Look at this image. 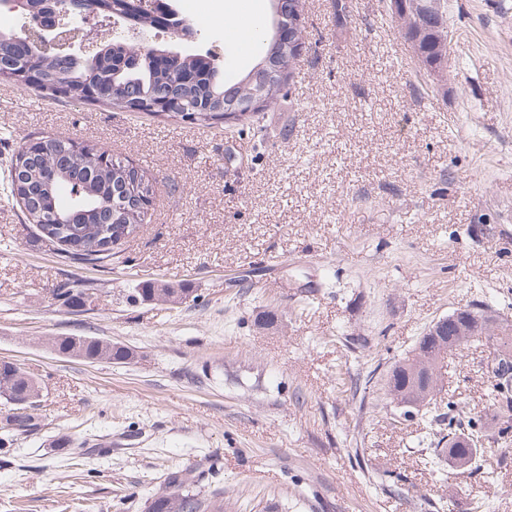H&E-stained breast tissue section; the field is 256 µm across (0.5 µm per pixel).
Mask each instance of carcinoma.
Instances as JSON below:
<instances>
[{"label": "carcinoma", "mask_w": 512, "mask_h": 512, "mask_svg": "<svg viewBox=\"0 0 512 512\" xmlns=\"http://www.w3.org/2000/svg\"><path fill=\"white\" fill-rule=\"evenodd\" d=\"M108 13L121 14L131 25L151 24L159 29L174 24L170 19L169 3L159 0L158 7L150 14L136 6L138 0H100ZM401 33L413 45L415 54L426 72L435 79L448 70V27L440 30L415 27L406 21ZM259 62H278L281 71L267 89V99L272 101L282 95L287 87L294 54L286 45L277 44L274 37L258 40ZM33 65L26 61L18 65L8 59H0V80L32 87L50 96L56 89L64 87L63 96L78 103L98 104L122 112H142L140 101L154 103L148 113L160 118L191 120L193 124H215L224 121V105L233 99L249 95L246 78L234 83L224 80V73L217 69L209 54L188 53L174 66L161 57L151 62L131 66L125 44L112 43L107 64L97 65L102 79L110 89L96 97L89 95L83 77L88 65L70 62L59 66L54 61H45L39 66L40 82L27 79ZM176 86L180 108L167 111L166 88ZM80 166L77 172L65 168L56 175L50 191L41 199L25 204V220L35 225L38 236L51 234L65 258L87 263L103 262L112 258L114 243L124 234L125 225L144 224L146 211L128 205L122 200V188L127 179L149 182L146 172L128 160L114 158L107 151L89 143H79ZM52 157L42 153L40 146L25 152L20 144L10 159V169L15 175L9 177V197L22 193L23 184L42 173ZM81 186L78 207L82 211L83 224H48L52 208H62L63 197H71L74 187ZM112 198V223H106V198ZM91 285L66 282L57 289L60 305L65 307L75 295ZM170 288L155 281L138 282L131 299L142 301H167ZM489 305L475 303L461 312L453 328L439 330L428 326L419 337L411 354L395 361L385 376L386 394L402 409L401 416L408 419L421 415L428 419L431 432L426 437V464L436 463L440 457L448 462L465 467L470 472L481 469L484 457L493 453L486 443L494 439L505 440L512 434V323L507 320L481 321ZM470 342H482L489 350L487 366L491 370L492 383L488 394V411L484 415L472 414L464 403L453 395L437 399L440 369L448 355ZM54 351L62 356L77 359L96 357L110 363L125 359L129 348L112 344L95 336L86 340H75L73 336H56L52 340ZM0 383L17 394L31 396L37 403L41 386L20 366L0 368ZM198 482L197 476L183 470L167 474L165 488L150 502L153 512H223L222 491L213 490L204 495L190 490Z\"/></svg>", "instance_id": "cac0c4a2"}]
</instances>
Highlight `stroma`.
I'll list each match as a JSON object with an SVG mask.
<instances>
[{
  "mask_svg": "<svg viewBox=\"0 0 512 512\" xmlns=\"http://www.w3.org/2000/svg\"><path fill=\"white\" fill-rule=\"evenodd\" d=\"M190 0L225 79L224 4ZM303 0L291 90L237 127L170 122L0 82V360L42 387L0 452V512H146L173 469L205 471L224 512H512V441L485 473L424 466L425 422L396 423L383 376L427 327L482 301L512 320V0H448V72L428 76L383 0ZM96 144L154 182L110 261L64 259L4 191L29 136ZM188 289L130 302L139 280ZM93 284L94 310L53 291ZM274 323H267V316ZM56 336L129 347L56 354ZM486 352L449 356L443 393L483 411ZM401 475L398 491L381 485ZM80 338L79 341L75 338ZM81 338L86 340L82 341ZM52 347L58 355L84 359L96 357L110 363H126L125 359L130 349L124 345L112 344L95 336H56L52 340ZM133 355V353L131 352Z\"/></svg>",
  "mask_w": 512,
  "mask_h": 512,
  "instance_id": "1",
  "label": "stroma"
}]
</instances>
